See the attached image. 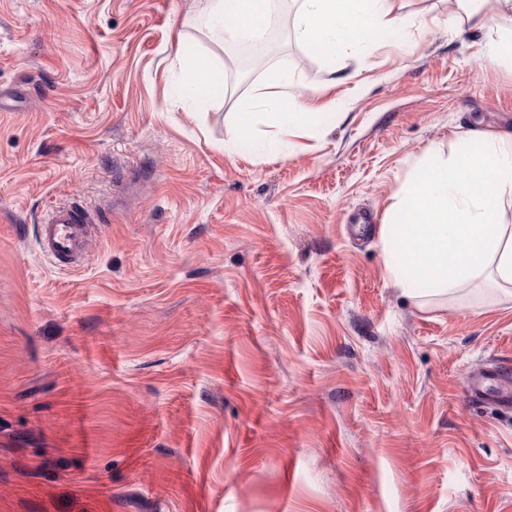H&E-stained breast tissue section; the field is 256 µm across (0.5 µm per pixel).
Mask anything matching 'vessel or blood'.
<instances>
[{
  "instance_id": "vessel-or-blood-1",
  "label": "vessel or blood",
  "mask_w": 512,
  "mask_h": 512,
  "mask_svg": "<svg viewBox=\"0 0 512 512\" xmlns=\"http://www.w3.org/2000/svg\"><path fill=\"white\" fill-rule=\"evenodd\" d=\"M100 221L97 211L80 205L52 207L42 224L39 247L58 270H64L81 255ZM467 393L472 402L512 407V375L496 369L482 368L468 376Z\"/></svg>"
}]
</instances>
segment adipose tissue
<instances>
[{
  "label": "adipose tissue",
  "mask_w": 512,
  "mask_h": 512,
  "mask_svg": "<svg viewBox=\"0 0 512 512\" xmlns=\"http://www.w3.org/2000/svg\"><path fill=\"white\" fill-rule=\"evenodd\" d=\"M448 16L451 30L488 31L489 62L512 59V31L491 29L494 19L512 20V0H457ZM271 0H210L208 39L218 46L260 37ZM404 24L396 0H300L294 37L333 60L365 46L387 43ZM188 104L222 94L224 73L205 56L176 50ZM264 129H257L256 117ZM321 113L301 103L296 84L283 75L258 85L239 115L243 136L259 153L275 148L280 136L320 122ZM512 130L460 137L456 152L428 148L388 209L380 227L385 273L405 295H419L421 307L476 289L512 298Z\"/></svg>",
  "instance_id": "1"
}]
</instances>
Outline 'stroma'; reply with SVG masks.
<instances>
[{
  "mask_svg": "<svg viewBox=\"0 0 512 512\" xmlns=\"http://www.w3.org/2000/svg\"><path fill=\"white\" fill-rule=\"evenodd\" d=\"M389 45L324 60L287 13L231 70L208 0H0V512H512V301L420 308L378 232L423 152L512 129V61L400 0ZM226 95L187 107L176 46ZM293 75L343 119L240 148L254 88ZM54 203L106 215L84 264L38 248ZM496 384L490 388L489 382ZM467 393L473 403H491L498 407H512V375L498 369L481 368L468 376Z\"/></svg>",
  "mask_w": 512,
  "mask_h": 512,
  "instance_id": "obj_1",
  "label": "stroma"
}]
</instances>
